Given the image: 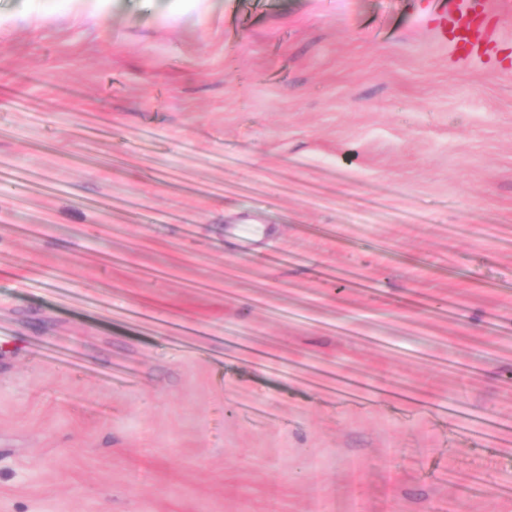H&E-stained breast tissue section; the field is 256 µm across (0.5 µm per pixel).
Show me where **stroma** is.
<instances>
[{
    "label": "stroma",
    "mask_w": 512,
    "mask_h": 512,
    "mask_svg": "<svg viewBox=\"0 0 512 512\" xmlns=\"http://www.w3.org/2000/svg\"><path fill=\"white\" fill-rule=\"evenodd\" d=\"M434 11L0 0V512H512V66Z\"/></svg>",
    "instance_id": "1"
}]
</instances>
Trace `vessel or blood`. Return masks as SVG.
Returning <instances> with one entry per match:
<instances>
[{"label":"vessel or blood","mask_w":512,"mask_h":512,"mask_svg":"<svg viewBox=\"0 0 512 512\" xmlns=\"http://www.w3.org/2000/svg\"><path fill=\"white\" fill-rule=\"evenodd\" d=\"M509 12L512 0H447L433 22L458 60L494 65L512 55V47L501 36L503 17Z\"/></svg>","instance_id":"1"}]
</instances>
